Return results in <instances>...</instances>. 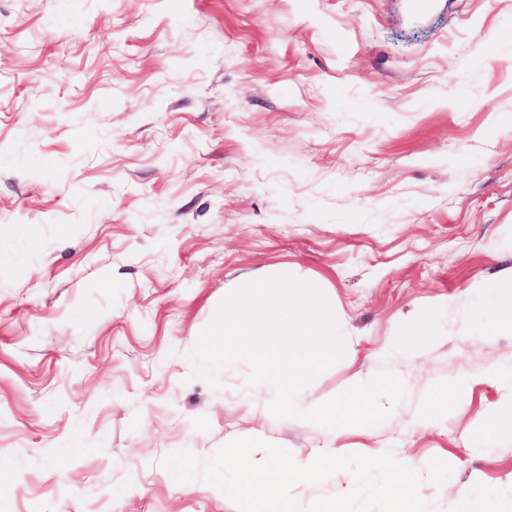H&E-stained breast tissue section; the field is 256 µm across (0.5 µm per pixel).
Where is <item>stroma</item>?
<instances>
[{"label":"stroma","mask_w":512,"mask_h":512,"mask_svg":"<svg viewBox=\"0 0 512 512\" xmlns=\"http://www.w3.org/2000/svg\"><path fill=\"white\" fill-rule=\"evenodd\" d=\"M283 274L356 342L314 399L409 382L341 444L418 461L426 512H512V433L477 429L512 406L477 315L512 287V0H0V512H239L164 459L327 446L197 351L225 289ZM469 381L466 377L457 378L452 386H449L450 398L444 402H431L414 420L416 426L432 424L443 416L449 409L454 407L460 396L468 389Z\"/></svg>","instance_id":"obj_1"}]
</instances>
